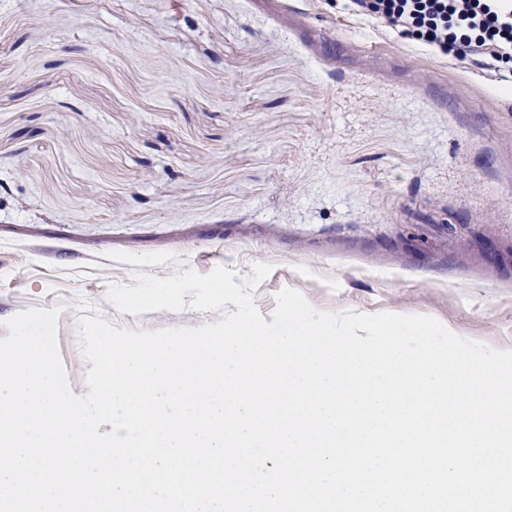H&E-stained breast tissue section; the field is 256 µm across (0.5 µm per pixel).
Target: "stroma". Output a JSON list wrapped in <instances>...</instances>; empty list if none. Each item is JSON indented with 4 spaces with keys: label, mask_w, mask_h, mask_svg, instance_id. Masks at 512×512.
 Returning a JSON list of instances; mask_svg holds the SVG:
<instances>
[{
    "label": "stroma",
    "mask_w": 512,
    "mask_h": 512,
    "mask_svg": "<svg viewBox=\"0 0 512 512\" xmlns=\"http://www.w3.org/2000/svg\"><path fill=\"white\" fill-rule=\"evenodd\" d=\"M492 241L489 257L483 241ZM318 311L427 315L512 350V94L346 0H0V338L119 312L111 284L223 266Z\"/></svg>",
    "instance_id": "1"
}]
</instances>
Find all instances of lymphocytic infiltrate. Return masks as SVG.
I'll use <instances>...</instances> for the list:
<instances>
[{
	"mask_svg": "<svg viewBox=\"0 0 512 512\" xmlns=\"http://www.w3.org/2000/svg\"><path fill=\"white\" fill-rule=\"evenodd\" d=\"M350 8L425 50L485 58L487 80L512 91V0H350Z\"/></svg>",
	"mask_w": 512,
	"mask_h": 512,
	"instance_id": "lymphocytic-infiltrate-1",
	"label": "lymphocytic infiltrate"
}]
</instances>
